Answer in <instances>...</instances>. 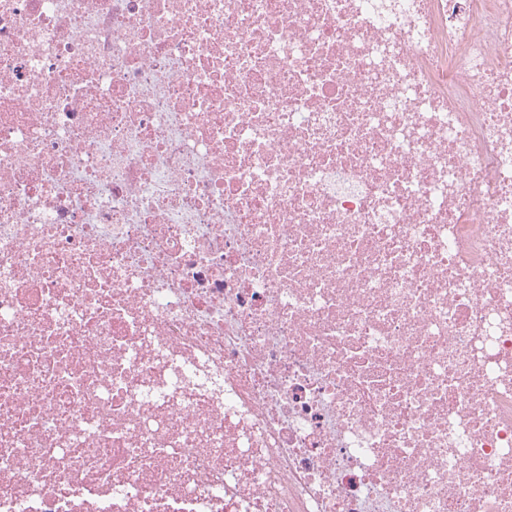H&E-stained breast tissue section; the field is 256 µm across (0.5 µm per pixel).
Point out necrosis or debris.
Instances as JSON below:
<instances>
[{
    "mask_svg": "<svg viewBox=\"0 0 512 512\" xmlns=\"http://www.w3.org/2000/svg\"><path fill=\"white\" fill-rule=\"evenodd\" d=\"M0 512H512V0H0Z\"/></svg>",
    "mask_w": 512,
    "mask_h": 512,
    "instance_id": "4bbe7bcc",
    "label": "necrosis or debris"
}]
</instances>
